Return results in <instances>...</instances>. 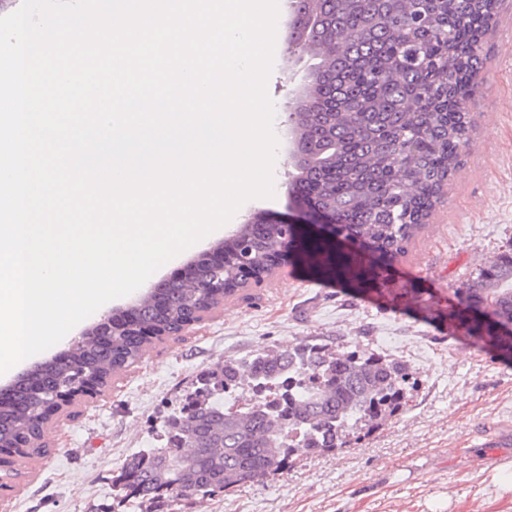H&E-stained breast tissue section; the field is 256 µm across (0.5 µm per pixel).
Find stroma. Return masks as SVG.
I'll list each match as a JSON object with an SVG mask.
<instances>
[{
	"label": "stroma",
	"mask_w": 512,
	"mask_h": 512,
	"mask_svg": "<svg viewBox=\"0 0 512 512\" xmlns=\"http://www.w3.org/2000/svg\"><path fill=\"white\" fill-rule=\"evenodd\" d=\"M268 93L279 139L275 196L245 203L220 234L157 270L177 276L197 253L229 237L256 212L308 222L290 182L285 119L307 86L306 62L288 44V0H279ZM512 0H497L483 37L477 92L467 103L469 138L425 228L388 260L402 297L379 306L373 288L316 273L285 247L271 275L250 282L175 336L152 338L142 357L113 373L101 392L77 399L44 427L46 457L0 455V512H87L112 499L126 458L159 448L165 416L197 374L228 358L302 340L371 351L410 367L406 411L333 454L301 458L266 483L179 499L175 512H512V358L448 326V302L483 259L512 245Z\"/></svg>",
	"instance_id": "35a3bbf8"
}]
</instances>
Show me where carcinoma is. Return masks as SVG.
Masks as SVG:
<instances>
[{
  "label": "carcinoma",
  "instance_id": "1",
  "mask_svg": "<svg viewBox=\"0 0 512 512\" xmlns=\"http://www.w3.org/2000/svg\"><path fill=\"white\" fill-rule=\"evenodd\" d=\"M492 0H333L316 32L351 39L336 59L319 66L312 84L318 109L302 116L303 160L296 176L314 201L336 211L335 235L370 242L393 255L424 228L444 185L461 164L467 113L453 99L470 98L477 82L467 75L482 68L474 45ZM376 23L364 27L365 16ZM448 86V111L413 112L407 101L424 89ZM290 235L277 224H241L237 263L260 266L267 250ZM300 248L317 257V270L343 278L352 265L383 276L370 256L359 260L330 237L305 233ZM206 264L192 279L174 280L164 292L170 303L150 308L146 320L178 330L209 299ZM448 325L477 334L484 345L512 356V248L478 268L448 306ZM143 352L135 336L112 344L84 342L61 368L49 367L18 388L16 400H0V446L27 443L31 454L47 453L43 428L33 424L43 392L74 383L95 367L103 377L136 361ZM406 365L373 352L308 341L226 359L201 371L196 386L165 419L166 446L125 460L112 481L116 512L131 500L154 507L183 495L203 502L220 489L262 482L300 456L336 452L406 410Z\"/></svg>",
  "mask_w": 512,
  "mask_h": 512
}]
</instances>
